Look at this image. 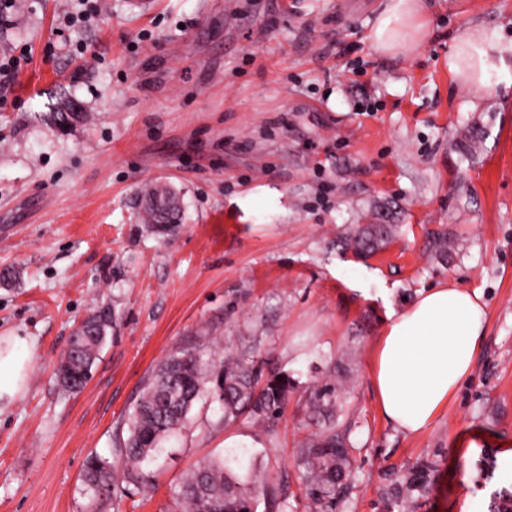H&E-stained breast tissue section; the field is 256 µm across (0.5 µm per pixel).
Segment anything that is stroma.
I'll return each instance as SVG.
<instances>
[{
    "label": "stroma",
    "instance_id": "1",
    "mask_svg": "<svg viewBox=\"0 0 512 512\" xmlns=\"http://www.w3.org/2000/svg\"><path fill=\"white\" fill-rule=\"evenodd\" d=\"M380 0H17L0 55L29 61L0 107V336L32 342L28 386L0 410V512H84L82 473L109 458L103 512H179L197 464L246 448L249 481L314 512L298 454L324 424L312 392L341 391L348 491L337 512H490L512 506V50L489 85L459 86L448 54L481 30L512 47V0H429V35L395 56L369 33ZM88 123L38 121L60 97ZM472 150L471 161L462 153ZM175 191L169 236L138 197ZM392 224L368 258L341 242ZM447 237L440 255L435 240ZM477 288L486 334L430 427L380 413L372 344L419 290ZM112 326L81 392L54 366L91 312ZM255 360L295 381L281 413L222 421L198 400L142 486L118 448L169 356Z\"/></svg>",
    "mask_w": 512,
    "mask_h": 512
}]
</instances>
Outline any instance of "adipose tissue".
<instances>
[{
	"label": "adipose tissue",
	"mask_w": 512,
	"mask_h": 512,
	"mask_svg": "<svg viewBox=\"0 0 512 512\" xmlns=\"http://www.w3.org/2000/svg\"><path fill=\"white\" fill-rule=\"evenodd\" d=\"M427 0H384L370 32L375 52L394 56L429 33ZM474 56L462 74L458 53L448 70L462 84L486 85L506 50L495 36H472L461 44ZM486 310L479 290L440 285L419 292L388 319L373 346L371 385L385 419L409 434L433 422L468 377L484 338ZM32 366L27 338L0 339V402L12 403L27 388Z\"/></svg>",
	"instance_id": "adipose-tissue-1"
}]
</instances>
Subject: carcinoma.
Here are the masks:
<instances>
[{
    "label": "carcinoma",
    "instance_id": "obj_1",
    "mask_svg": "<svg viewBox=\"0 0 512 512\" xmlns=\"http://www.w3.org/2000/svg\"><path fill=\"white\" fill-rule=\"evenodd\" d=\"M179 215L176 201L149 190L139 213L148 230L164 235L173 230ZM390 224H357L347 233L346 245L359 256L376 250L392 237ZM110 320L100 314L89 315L81 324L80 336L71 342L57 362L65 373L63 385L80 390L86 385L97 352L102 347ZM195 354L182 351L170 358L143 387L131 414L129 435L119 448L124 473L138 481L143 467L154 463L163 453V443L173 437L188 419L196 400L207 393L223 409V419L242 412L255 416H274L281 411L293 388L289 376L272 375L261 392H256L257 369L244 358H230L219 365L211 387ZM314 407L332 419L339 393L336 385L325 383L314 389ZM247 452L231 450L219 460L197 465L180 481L175 497L180 512H253L258 490L242 482L234 469L243 466ZM348 462V443L344 434L331 424L306 443L298 463L308 474L306 495L317 512H335L340 500L338 483ZM88 508L111 497L112 463L101 456L88 458L83 475Z\"/></svg>",
    "mask_w": 512,
    "mask_h": 512
}]
</instances>
